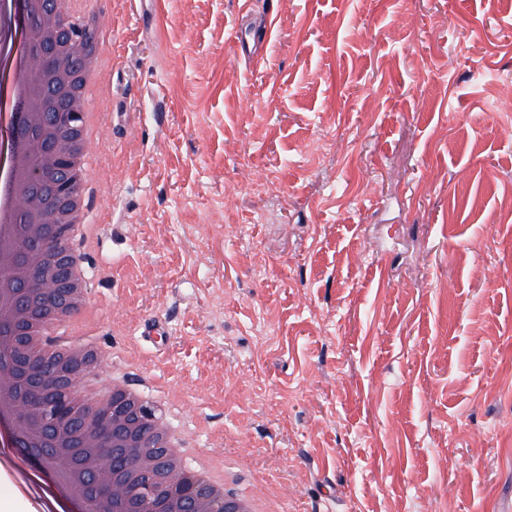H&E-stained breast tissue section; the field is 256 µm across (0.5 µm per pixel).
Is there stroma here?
<instances>
[{
  "label": "stroma",
  "instance_id": "stroma-1",
  "mask_svg": "<svg viewBox=\"0 0 512 512\" xmlns=\"http://www.w3.org/2000/svg\"><path fill=\"white\" fill-rule=\"evenodd\" d=\"M100 9L80 394L281 512H512V0ZM269 33L268 26L264 23L263 25L249 29L247 26L241 24L236 29L237 48L244 51L252 47L257 48L267 37ZM112 392L114 397L120 403H131L133 405L137 414V422L140 427L149 423L153 419L154 413L149 405L150 403L146 400L144 392L132 391L115 379H113L112 387L107 391L104 397H111ZM144 411H150L151 417H144Z\"/></svg>",
  "mask_w": 512,
  "mask_h": 512
}]
</instances>
